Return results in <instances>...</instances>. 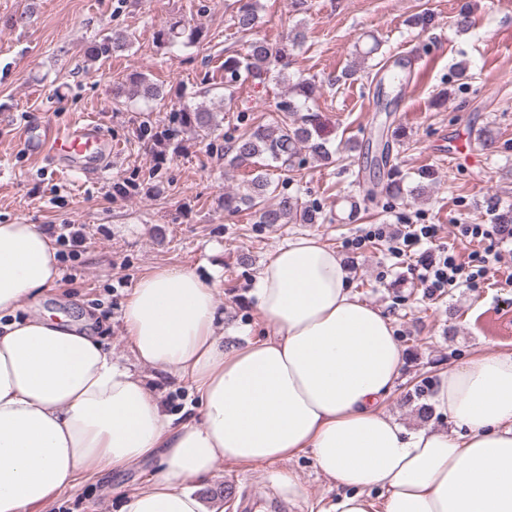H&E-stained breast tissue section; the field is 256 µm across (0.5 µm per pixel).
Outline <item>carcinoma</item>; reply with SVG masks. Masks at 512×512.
I'll list each match as a JSON object with an SVG mask.
<instances>
[{"label":"carcinoma","instance_id":"1","mask_svg":"<svg viewBox=\"0 0 512 512\" xmlns=\"http://www.w3.org/2000/svg\"><path fill=\"white\" fill-rule=\"evenodd\" d=\"M238 2L239 6L231 14L230 20L237 32L247 34L258 23V0ZM202 37V28L193 27L182 19L168 22L157 32L158 40L170 48L197 43ZM300 39L301 33L298 32L288 41L276 45L254 40L248 44L244 55L225 57L224 85L230 86L240 80L263 82L270 77L280 83L288 81L290 49L298 46ZM131 44L130 35L103 34L87 46V57L95 62L123 51ZM132 83L136 84L138 93L147 102L164 98L162 87L143 74L133 76ZM314 89L315 84L305 79L292 84L288 87V97L277 105V111L282 113V117L225 141L224 155L231 156V164L250 163L255 158L263 159L264 164L252 178L245 181L241 190L224 196V210L235 212L245 206L254 210L259 224H288L294 221L312 224L316 221L319 207L303 204L296 195L276 192L268 173L271 163L289 168L303 152L316 160L329 159L326 143L316 133L315 119L309 114V102L313 100ZM216 127L213 113L205 105L183 104L171 110L169 126L162 132L157 131L150 120L142 121L139 138L154 145H169L182 128L204 137L214 133ZM272 193L276 194V202L269 204L266 198ZM426 396L425 386H416L413 397L417 400V414L423 420L432 417Z\"/></svg>","mask_w":512,"mask_h":512}]
</instances>
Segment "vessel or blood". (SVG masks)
I'll list each match as a JSON object with an SVG mask.
<instances>
[{"label": "vessel or blood", "mask_w": 512, "mask_h": 512, "mask_svg": "<svg viewBox=\"0 0 512 512\" xmlns=\"http://www.w3.org/2000/svg\"><path fill=\"white\" fill-rule=\"evenodd\" d=\"M46 151L56 158L58 168L73 170L76 160L102 161L111 157L115 148L105 139L100 124L92 119H80L60 132L47 134L42 140Z\"/></svg>", "instance_id": "obj_1"}]
</instances>
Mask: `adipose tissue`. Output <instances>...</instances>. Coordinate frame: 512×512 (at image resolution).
<instances>
[{
    "mask_svg": "<svg viewBox=\"0 0 512 512\" xmlns=\"http://www.w3.org/2000/svg\"><path fill=\"white\" fill-rule=\"evenodd\" d=\"M37 224H0V512H44L88 472L156 460L120 512H205L218 464L310 455L335 483L326 512H512V352L440 373L446 429H406L384 409L405 355L391 318L352 294L317 239L280 246L253 294L273 335L224 340L212 284L192 269L143 275L123 311L139 363L192 390L175 422L145 379L67 318L15 319L60 277Z\"/></svg>",
    "mask_w": 512,
    "mask_h": 512,
    "instance_id": "ef3b65f1",
    "label": "adipose tissue"
}]
</instances>
